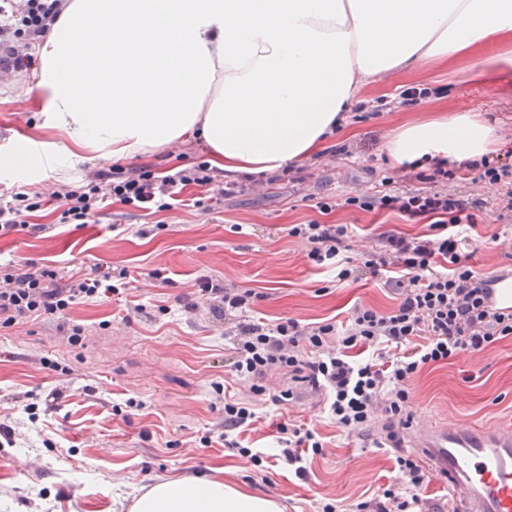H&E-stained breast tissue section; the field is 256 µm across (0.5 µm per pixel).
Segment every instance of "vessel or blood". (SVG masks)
Returning a JSON list of instances; mask_svg holds the SVG:
<instances>
[{
	"mask_svg": "<svg viewBox=\"0 0 512 512\" xmlns=\"http://www.w3.org/2000/svg\"><path fill=\"white\" fill-rule=\"evenodd\" d=\"M485 302L494 312L512 314V274L495 277ZM405 435L426 466L445 473L448 512H512V434L411 426Z\"/></svg>",
	"mask_w": 512,
	"mask_h": 512,
	"instance_id": "obj_1",
	"label": "vessel or blood"
}]
</instances>
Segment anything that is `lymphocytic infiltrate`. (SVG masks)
I'll list each match as a JSON object with an SVG mask.
<instances>
[{"instance_id": "lymphocytic-infiltrate-1", "label": "lymphocytic infiltrate", "mask_w": 512, "mask_h": 512, "mask_svg": "<svg viewBox=\"0 0 512 512\" xmlns=\"http://www.w3.org/2000/svg\"><path fill=\"white\" fill-rule=\"evenodd\" d=\"M64 0H0V82L33 69V48L56 24ZM289 170L270 176L225 181L223 172L208 161L191 162L165 172L149 163L112 164L91 168L75 186L63 185L50 193L13 191L0 198V236L17 231L38 237L49 232L33 223L34 213L56 206L65 224H88L106 206L118 203L142 211L164 212L184 189H202L215 201L241 192L260 193L289 180ZM474 179L499 183L512 178V165L497 160L480 167L439 160L425 166L403 165L398 178H383L381 190L348 196L346 205L365 212L392 211L427 222L422 233L410 236L385 231L373 244L350 257L351 232L345 224L311 220L294 224L289 236L307 245L308 260L331 267L338 280L383 278L399 292V304L388 313L359 305L345 328L322 321L300 323L294 318L270 322L253 316L261 296L254 289L202 275L194 292L178 303L186 314L209 313L223 320L230 343L228 368L232 376L249 382L254 394L270 403L284 404L289 392L266 394L269 372L284 371L323 393L326 409L336 425L350 434L369 430L382 418L388 448L404 482L384 490L375 505L359 504V512H410L427 480V472L413 456L402 453L397 427L407 415L409 386L424 369L448 363L463 352L483 351L512 337V316L487 311L483 305L487 279L473 270L468 251L477 225L480 204L451 193L449 184ZM128 270L95 267L92 272L63 273L32 260L0 264V325L34 319H55L71 306L100 293L119 295L127 288ZM378 347L376 361L358 363L351 349ZM278 459L303 472L305 453L318 450L312 430L281 422Z\"/></svg>"}]
</instances>
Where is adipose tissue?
<instances>
[{
  "label": "adipose tissue",
  "instance_id": "adipose-tissue-1",
  "mask_svg": "<svg viewBox=\"0 0 512 512\" xmlns=\"http://www.w3.org/2000/svg\"><path fill=\"white\" fill-rule=\"evenodd\" d=\"M488 41L503 52L477 54ZM47 123L122 158L201 141L226 177L281 171L344 130L360 84L467 59L481 85L512 72V0H67L37 49ZM501 145L479 112H412L393 166L477 163ZM131 512H282L221 472L168 480Z\"/></svg>",
  "mask_w": 512,
  "mask_h": 512
}]
</instances>
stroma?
Returning <instances> with one entry per match:
<instances>
[{
  "label": "stroma",
  "instance_id": "stroma-1",
  "mask_svg": "<svg viewBox=\"0 0 512 512\" xmlns=\"http://www.w3.org/2000/svg\"><path fill=\"white\" fill-rule=\"evenodd\" d=\"M432 66L399 72L362 85L347 120L353 137L335 134L346 154L309 166L305 180L283 182L261 195H236L212 211L175 207L156 215L124 207L90 224L60 223L47 209L35 221L50 225L40 238L14 232L0 237V260L32 259L62 271H91L98 265L127 269L130 298L167 307L153 321L126 323L121 302L101 296L74 305L69 317L85 329L81 344L69 345L53 321H23L0 326V424L10 426L14 443L0 458V512H130L135 498L154 484L190 481L223 468L226 480L252 492L283 500L285 512H356L358 503L377 502L384 488L403 475L391 451L378 448L379 427L368 436L347 435L332 421L322 395L309 383L280 372L269 375L268 391H290L280 406L261 404L242 436L243 445L268 461L251 465L225 448L222 440L202 443L224 415V398L250 399L249 386L230 380L229 343L224 323L188 318L177 302L192 292L200 275L255 289L262 296L256 315L300 323L333 320L346 324L354 306L381 312L399 302L383 283L337 281L329 269L313 267L293 224L318 218L316 204L333 197V224H351L353 252L367 249L385 230L416 234L424 224L396 213L376 215L344 206L354 190L368 191L395 175L385 145L408 113L429 106L451 111L477 109L499 128L505 149L499 157L512 164V77L470 86L451 82L464 68ZM442 87L440 97L402 104L406 88ZM53 154L44 168L20 172L3 162L18 144ZM66 136L45 125L41 96L31 73L0 84V185L41 192L54 184L79 182L88 167L109 161L90 151L68 152ZM458 195L483 203L473 234L472 264L488 278L512 268V221L499 219L503 185L456 184ZM167 224L161 236L142 238L139 225ZM157 269L162 279L152 280ZM72 371L59 376L58 367ZM225 384L217 393L215 384ZM59 389L53 409L24 410L17 393ZM136 407H127V400ZM411 420L442 427L480 426L512 432V338L482 352H464L447 364L418 374L410 386ZM313 430L321 443L309 455L304 474L273 459L281 421Z\"/></svg>",
  "mask_w": 512,
  "mask_h": 512
}]
</instances>
